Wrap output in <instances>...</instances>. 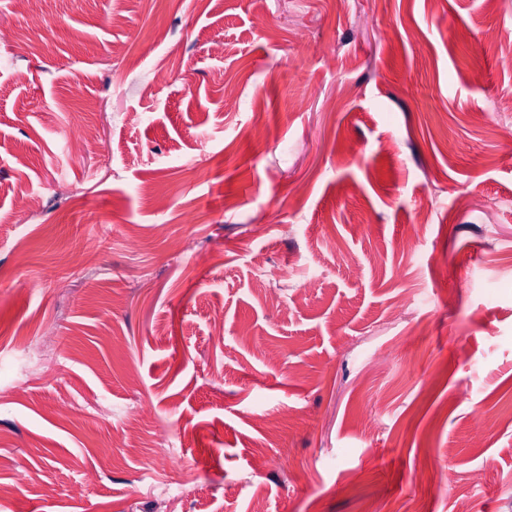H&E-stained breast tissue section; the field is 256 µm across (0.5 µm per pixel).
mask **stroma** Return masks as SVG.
Here are the masks:
<instances>
[{
    "label": "stroma",
    "instance_id": "35a3bbf8",
    "mask_svg": "<svg viewBox=\"0 0 512 512\" xmlns=\"http://www.w3.org/2000/svg\"><path fill=\"white\" fill-rule=\"evenodd\" d=\"M1 30L0 512H512V0H0Z\"/></svg>",
    "mask_w": 512,
    "mask_h": 512
}]
</instances>
